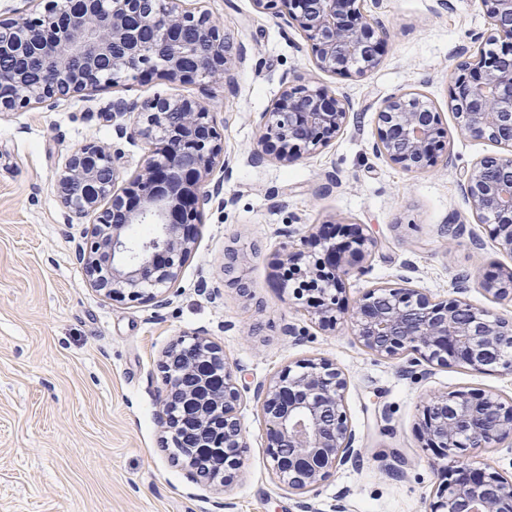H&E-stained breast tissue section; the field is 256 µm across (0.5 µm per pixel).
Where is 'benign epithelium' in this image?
<instances>
[{"label":"benign epithelium","instance_id":"7a95c632","mask_svg":"<svg viewBox=\"0 0 512 512\" xmlns=\"http://www.w3.org/2000/svg\"><path fill=\"white\" fill-rule=\"evenodd\" d=\"M38 17L0 21V56L17 67H0V112L46 98L117 83L128 68L138 77L157 75L190 84L221 79L229 69L224 35L205 13L183 8L182 0H34ZM288 19L310 42L315 66L350 76L371 72L382 58L388 31L369 22L357 0H281ZM499 51L464 58L450 75L448 106L461 131L512 145V0H481ZM165 24L150 39L144 30L152 9ZM192 25L196 36L183 39ZM36 60L38 72L26 63ZM275 112L262 114L253 160L268 156L291 165L328 144L346 126L348 101L323 86L291 87L276 99ZM136 136L161 145L160 157L116 189L114 159L103 146L73 151L57 192L62 205L81 218L99 212L89 247L79 259L93 288L114 301L168 303L194 245L195 223L212 194L204 189L222 147L210 110L187 98L161 99L137 116ZM440 115L425 96L392 95L377 113L373 152L408 172L439 165ZM463 196L481 224L512 253V153L483 158L463 175ZM130 224H153L157 233L133 248ZM318 254L283 251L285 281L298 283L308 313L324 330L350 320L354 335L371 353L400 359L418 354L446 367L463 364L483 373L496 365L498 340L512 335V317L476 307L459 297L431 299L408 285H378L343 308L352 273H368L375 243L360 224H336L315 240ZM496 298L512 299V271L484 283ZM165 391L158 421L175 448L187 449L196 473L228 485L242 462L244 437L237 418L242 396L233 365L222 348L205 337L180 339L164 353ZM347 381L336 364L305 359L284 367L256 391L269 433L268 456L278 480L306 493L330 472L356 458L354 433L345 404ZM419 432L425 446L451 459L430 512H512V477L471 456L512 439V402L480 389L432 395L424 403ZM288 449L283 454L282 449Z\"/></svg>","mask_w":512,"mask_h":512}]
</instances>
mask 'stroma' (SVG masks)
Returning a JSON list of instances; mask_svg holds the SVG:
<instances>
[{"instance_id": "1", "label": "stroma", "mask_w": 512, "mask_h": 512, "mask_svg": "<svg viewBox=\"0 0 512 512\" xmlns=\"http://www.w3.org/2000/svg\"><path fill=\"white\" fill-rule=\"evenodd\" d=\"M186 5L220 25L228 56L242 57L229 81L123 78L0 118V512H428L443 462L419 436L425 400L472 388L512 400V373L373 355L350 322L332 331L313 323L277 259L328 225L362 224L375 249L369 273L348 280V301L403 277L450 300L466 274V299L512 315V301L495 300L481 284L493 268H512V254L478 225L461 191L467 168L507 148L460 134L448 109L459 51L492 41L480 0H366L367 17L389 36L380 65L350 77L316 71L301 31L254 0ZM307 82L347 96L346 127L293 165L252 163L263 112L286 86ZM411 91L440 114L448 166L410 173L372 151L383 101ZM172 97L211 107L230 168L213 175L221 193L204 208L167 305L115 302L91 287L77 260L95 218L69 216L56 181L67 156L87 144L107 146L128 180L156 145L130 135L133 115L113 118V100L141 108ZM448 224L467 231L451 237ZM228 264L236 281L224 277ZM184 336L209 338L236 368L246 446L226 487L163 445L161 361ZM310 358L344 371L360 456L297 494L271 471L254 392Z\"/></svg>"}]
</instances>
